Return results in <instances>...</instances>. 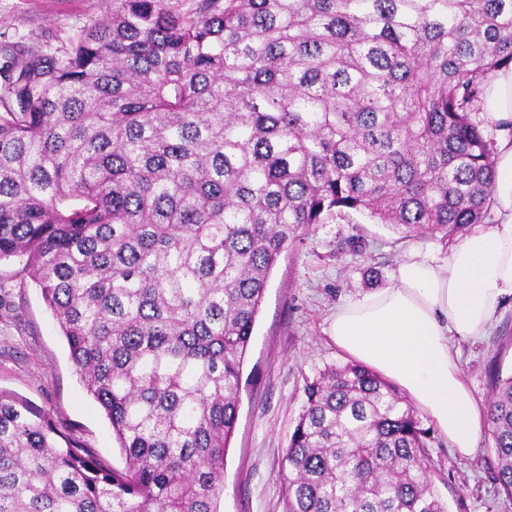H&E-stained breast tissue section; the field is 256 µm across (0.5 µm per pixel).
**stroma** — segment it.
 <instances>
[{"instance_id": "35a3bbf8", "label": "stroma", "mask_w": 512, "mask_h": 512, "mask_svg": "<svg viewBox=\"0 0 512 512\" xmlns=\"http://www.w3.org/2000/svg\"><path fill=\"white\" fill-rule=\"evenodd\" d=\"M117 0H0V55L39 49L58 54L71 35L115 7ZM445 259L440 239H399L397 233L351 214L316 225L283 252L273 268L247 351L238 419L224 460L220 512H283L281 462L303 402V387L325 367L344 364L329 333L336 306L387 287L411 249ZM19 260L0 262V390L49 412L70 441L120 469L124 456L98 402L69 358L59 325ZM377 268L379 282L364 272ZM464 378L487 404L497 374L512 373V302L497 312L488 334L455 346ZM435 486L449 512H512L495 482L488 431L473 456L456 455L441 434L429 448Z\"/></svg>"}]
</instances>
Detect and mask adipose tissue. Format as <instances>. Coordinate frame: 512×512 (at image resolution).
<instances>
[{
  "instance_id": "1",
  "label": "adipose tissue",
  "mask_w": 512,
  "mask_h": 512,
  "mask_svg": "<svg viewBox=\"0 0 512 512\" xmlns=\"http://www.w3.org/2000/svg\"><path fill=\"white\" fill-rule=\"evenodd\" d=\"M482 108L499 132L492 223L445 260L409 252L391 285L341 304L330 325L337 348L401 387L462 456L474 454L484 415L449 341L485 336L512 300V68L491 79Z\"/></svg>"
}]
</instances>
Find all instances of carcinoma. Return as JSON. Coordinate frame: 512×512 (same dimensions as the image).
I'll return each instance as SVG.
<instances>
[{"mask_svg":"<svg viewBox=\"0 0 512 512\" xmlns=\"http://www.w3.org/2000/svg\"><path fill=\"white\" fill-rule=\"evenodd\" d=\"M512 0H119L0 65V261L26 258L124 456L0 391V512H219L271 270L359 213L453 239L490 216ZM285 512H448L407 396L358 363L304 385ZM512 498V375L486 411Z\"/></svg>","mask_w":512,"mask_h":512,"instance_id":"carcinoma-1","label":"carcinoma"}]
</instances>
